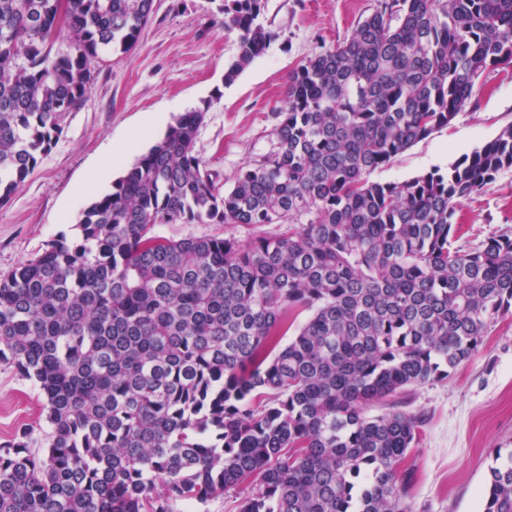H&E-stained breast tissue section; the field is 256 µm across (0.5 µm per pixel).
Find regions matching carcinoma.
Listing matches in <instances>:
<instances>
[{
	"mask_svg": "<svg viewBox=\"0 0 512 512\" xmlns=\"http://www.w3.org/2000/svg\"><path fill=\"white\" fill-rule=\"evenodd\" d=\"M263 7L224 0L227 83L278 37ZM154 11L0 0V206ZM498 67L512 0H381L288 74L270 148L230 188L195 151L206 112L176 116L74 236L0 275V363L38 386L49 427L43 448L25 430L0 446V512H208L229 490L236 512H412L402 464L421 418L399 396L512 318V233L465 249L455 229L461 199L512 169V124L446 171L367 176ZM482 512H512V452ZM160 234L167 237L182 238L186 236H204L234 234L241 240L250 237L249 232L242 228H234L232 226H224V224H162L158 227Z\"/></svg>",
	"mask_w": 512,
	"mask_h": 512,
	"instance_id": "obj_1",
	"label": "carcinoma"
}]
</instances>
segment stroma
<instances>
[{
  "instance_id": "stroma-1",
  "label": "stroma",
  "mask_w": 512,
  "mask_h": 512,
  "mask_svg": "<svg viewBox=\"0 0 512 512\" xmlns=\"http://www.w3.org/2000/svg\"><path fill=\"white\" fill-rule=\"evenodd\" d=\"M261 22L278 32L232 83L224 72L238 53L224 30L223 0H156L136 47L102 62L83 106L67 113L63 130L33 174L0 207V274L35 258L52 240L72 236L90 197L81 185L113 141L156 112L164 121L143 140L147 151L166 122L202 109L195 150L229 188L271 144L289 73L314 53L336 47L378 0H264ZM512 124V70L487 71L473 100L451 125L434 131L371 173L374 181L408 179L448 169ZM459 245L512 233V169L461 203ZM403 410L422 419L418 444L404 467L411 473L412 512H481V493L496 454L512 452V320L492 327L486 343L445 379L410 388ZM28 428L41 447L47 424L32 381L0 364V444Z\"/></svg>"
}]
</instances>
